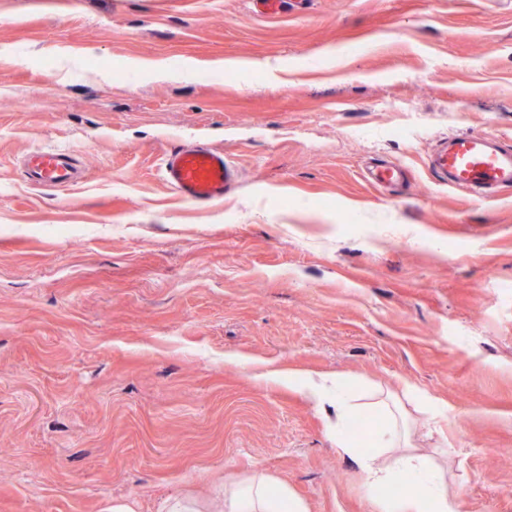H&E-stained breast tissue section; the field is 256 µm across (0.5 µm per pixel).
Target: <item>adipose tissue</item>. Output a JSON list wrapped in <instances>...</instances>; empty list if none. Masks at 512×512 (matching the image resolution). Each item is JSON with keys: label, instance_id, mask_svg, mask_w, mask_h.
I'll return each mask as SVG.
<instances>
[{"label": "adipose tissue", "instance_id": "ef3b65f1", "mask_svg": "<svg viewBox=\"0 0 512 512\" xmlns=\"http://www.w3.org/2000/svg\"><path fill=\"white\" fill-rule=\"evenodd\" d=\"M288 382L325 411L337 447L356 458L368 490L376 493L383 487L406 482L408 493L383 498L381 512H457L442 470L432 456L412 445L406 422L387 400L372 402L382 423L371 439L372 452L366 453L347 434L349 419L359 402L346 377L292 376ZM218 506L219 512H306L304 503L285 484L274 482L262 472L244 483L226 485Z\"/></svg>", "mask_w": 512, "mask_h": 512}]
</instances>
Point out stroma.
Listing matches in <instances>:
<instances>
[{
    "label": "stroma",
    "instance_id": "35a3bbf8",
    "mask_svg": "<svg viewBox=\"0 0 512 512\" xmlns=\"http://www.w3.org/2000/svg\"><path fill=\"white\" fill-rule=\"evenodd\" d=\"M461 130L512 144V0H0V512H210L258 470L379 512L265 366L391 393L458 512H512V190L439 183ZM190 139L241 172L208 208L161 176ZM80 171L67 151L34 149L25 162L28 181L43 188H67L79 179ZM368 179L380 187H391L397 184L402 177V168L399 164L388 162L368 169Z\"/></svg>",
    "mask_w": 512,
    "mask_h": 512
}]
</instances>
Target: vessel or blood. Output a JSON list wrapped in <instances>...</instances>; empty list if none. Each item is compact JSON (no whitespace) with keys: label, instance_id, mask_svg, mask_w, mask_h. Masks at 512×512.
<instances>
[{"label":"vessel or blood","instance_id":"vessel-or-blood-1","mask_svg":"<svg viewBox=\"0 0 512 512\" xmlns=\"http://www.w3.org/2000/svg\"><path fill=\"white\" fill-rule=\"evenodd\" d=\"M430 168L443 184L495 197L512 187V149L488 133L468 131L449 135L446 146L430 156ZM162 173L167 184L187 201L207 206L223 198L238 179V171L223 150L203 141H184L165 154ZM25 175L43 188L64 189L75 183L80 169L69 152L35 149L25 162ZM370 181L391 187L402 177L399 164L369 168Z\"/></svg>","mask_w":512,"mask_h":512}]
</instances>
